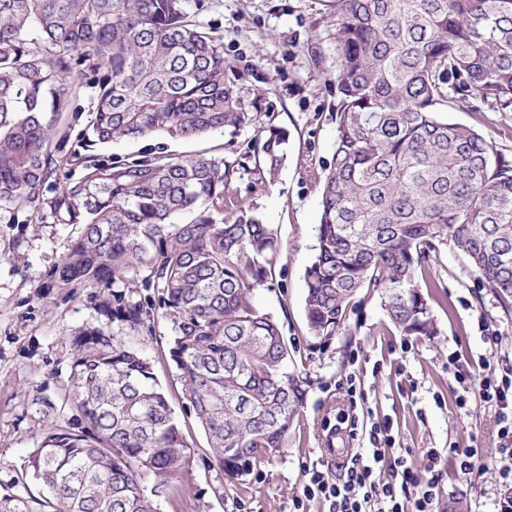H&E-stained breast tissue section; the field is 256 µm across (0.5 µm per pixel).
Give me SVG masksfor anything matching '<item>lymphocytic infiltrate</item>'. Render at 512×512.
Here are the masks:
<instances>
[{"instance_id":"f902f5d3","label":"lymphocytic infiltrate","mask_w":512,"mask_h":512,"mask_svg":"<svg viewBox=\"0 0 512 512\" xmlns=\"http://www.w3.org/2000/svg\"><path fill=\"white\" fill-rule=\"evenodd\" d=\"M479 375L454 370L453 377L462 390L477 389L485 402L497 409L500 445L491 459H484L480 448L455 449L461 472L493 470L502 485L494 499L492 512H512V368L497 372L482 362ZM389 467L390 480L378 472ZM342 478L335 479L319 468L305 469L303 494L293 501L292 512H303L305 500L319 499L328 512H434L436 480H421L407 456H387L385 449L370 448L352 453L342 466Z\"/></svg>"}]
</instances>
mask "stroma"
Returning a JSON list of instances; mask_svg holds the SVG:
<instances>
[{
	"label": "stroma",
	"instance_id": "obj_1",
	"mask_svg": "<svg viewBox=\"0 0 512 512\" xmlns=\"http://www.w3.org/2000/svg\"><path fill=\"white\" fill-rule=\"evenodd\" d=\"M196 19L224 42L228 77L244 111L260 124L198 140H118L94 149L101 158H125L164 146L175 157L208 153L236 162L228 192L239 207L273 225L278 256L267 287L253 294L255 307L279 323L292 371L306 395L283 448L256 463L249 474L230 477L210 456L206 436L188 411L179 370L169 356L174 331L156 306L158 291L142 287L146 269L134 272L128 299L147 307L143 324L129 329L101 313L99 292L75 288L57 294L48 275L61 264L82 225L55 211L52 198L65 183L79 180L81 166L67 164L50 178L43 202L26 224L0 207V490L38 493L25 474V461L50 423L66 426L70 404L71 339L84 326L124 336L153 364L193 459L172 479L159 500L160 512H289L303 490V469L320 464L339 475V456L372 447V425L390 420L394 453L411 449L417 471L424 451L441 455L436 512L463 499L468 512H490L499 490L494 471L466 474L449 448L477 446L493 457L499 446L494 406L471 391L465 407L449 361L477 371L482 359L512 364V298L483 283L453 245L441 246L430 265L436 333L405 336L389 321L378 293L362 291L334 336L310 332L305 311V271L315 255L322 177L336 140V40L331 0H204ZM449 121L476 129L498 150L512 155V118L498 112H452ZM286 131L285 158L269 173L258 151L267 127ZM355 375L359 391L349 400L345 378ZM355 410L358 435L335 432L339 412Z\"/></svg>",
	"mask_w": 512,
	"mask_h": 512
}]
</instances>
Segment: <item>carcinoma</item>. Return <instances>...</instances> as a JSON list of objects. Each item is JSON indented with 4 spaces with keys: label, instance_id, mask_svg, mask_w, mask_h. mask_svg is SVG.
Listing matches in <instances>:
<instances>
[{
    "label": "carcinoma",
    "instance_id": "carcinoma-1",
    "mask_svg": "<svg viewBox=\"0 0 512 512\" xmlns=\"http://www.w3.org/2000/svg\"><path fill=\"white\" fill-rule=\"evenodd\" d=\"M202 0H0V206L37 208L67 157L87 173L54 208L85 225L59 267V291L106 289L151 271L174 324L181 372L212 456L245 476L280 449L305 396L275 319L252 303L276 260L275 228L239 210L224 222L236 163L163 151L112 161L63 154L62 114L91 94L84 147L120 139H197L257 123L226 78L224 43L191 19ZM336 141L322 179L315 260L305 276L314 336L379 291L405 336L435 334L428 273L453 245L495 292L512 294V160L445 109L512 112V0H334ZM284 135L269 130L274 172ZM194 218L178 223L183 214ZM100 309L136 327L140 303L112 293ZM69 393L78 429L48 426L26 459L40 495L0 493V512H158L152 493L191 451L148 359L118 335L72 337Z\"/></svg>",
    "mask_w": 512,
    "mask_h": 512
}]
</instances>
